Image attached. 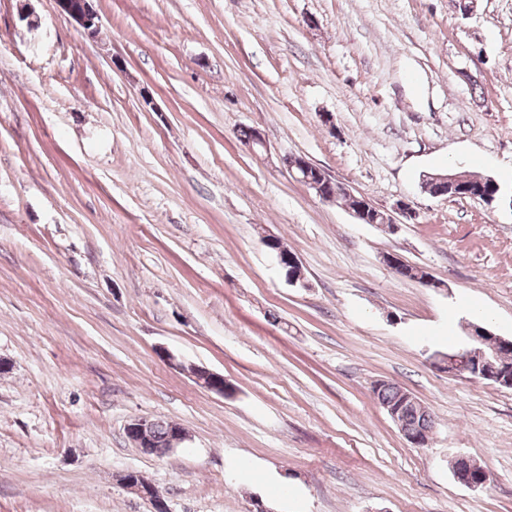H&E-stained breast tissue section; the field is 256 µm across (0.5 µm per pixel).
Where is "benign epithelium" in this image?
<instances>
[{
	"mask_svg": "<svg viewBox=\"0 0 512 512\" xmlns=\"http://www.w3.org/2000/svg\"><path fill=\"white\" fill-rule=\"evenodd\" d=\"M58 13L68 17L78 24L89 36L97 34L98 14L94 8V0H54ZM321 181H314L305 176H295V179L313 189L317 196L324 201H335L348 189L340 182L331 179L325 172H319ZM430 186L433 187L431 195L472 199L475 195V183L469 181L464 174L446 173L428 176ZM512 349V339H505L494 336L483 325L469 322L465 328L464 343L453 352L446 355L435 356L436 365L448 371V374L465 379H481L491 384L500 386H512V368L504 367L500 363V351ZM150 419L145 417H134L126 426L128 437L134 447L145 453L151 452L150 436L148 429ZM467 467L478 472V478L472 479L459 472L456 479L469 487L485 486L491 481V473L487 468L475 460L458 455L454 458L452 466ZM122 483L129 489L135 491L141 498L152 500L154 506L162 507L164 503L155 489H145L134 479L123 475Z\"/></svg>",
	"mask_w": 512,
	"mask_h": 512,
	"instance_id": "benign-epithelium-1",
	"label": "benign epithelium"
}]
</instances>
